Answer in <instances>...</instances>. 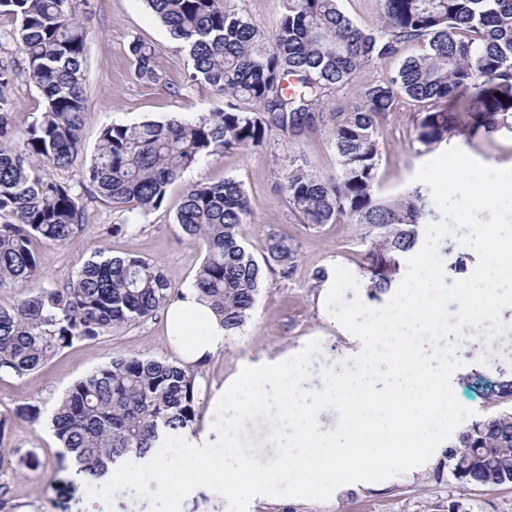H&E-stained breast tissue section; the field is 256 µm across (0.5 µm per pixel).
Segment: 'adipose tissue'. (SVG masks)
Here are the masks:
<instances>
[{"mask_svg": "<svg viewBox=\"0 0 512 512\" xmlns=\"http://www.w3.org/2000/svg\"><path fill=\"white\" fill-rule=\"evenodd\" d=\"M165 335L178 360L195 365L223 350L228 333L197 290L185 287L165 311Z\"/></svg>", "mask_w": 512, "mask_h": 512, "instance_id": "obj_1", "label": "adipose tissue"}]
</instances>
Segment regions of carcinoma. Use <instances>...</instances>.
I'll list each match as a JSON object with an SVG mask.
<instances>
[{
  "mask_svg": "<svg viewBox=\"0 0 512 512\" xmlns=\"http://www.w3.org/2000/svg\"><path fill=\"white\" fill-rule=\"evenodd\" d=\"M188 56L187 82L209 85L223 106L195 118L144 121L102 128L83 180L68 183L52 171L72 167L81 152L86 112V31L77 0H0V13L19 20L14 39L44 111L16 129L0 95V290L19 294L0 307V374L23 376L63 349L152 318L178 296L163 266L135 255L97 249L58 288H34L39 261L34 242L67 245L86 229L84 197L147 216L159 209L182 173L231 150L262 146L276 133L296 139L328 131L336 174L323 176L306 161L292 163L280 190L302 226L365 228V274L373 296L391 288L412 251L418 226L441 220L428 186L397 197L380 195V126L403 100L422 104L414 141L430 151L449 139L512 134V0H382L379 23L363 30L339 0H285L273 34L219 0H146ZM422 44L402 56L405 45ZM137 78L159 80L151 47L130 44ZM401 59L395 75L368 86L352 101L337 99L369 65ZM19 62L0 57V91L18 76ZM254 210L243 184L230 177L186 188L176 214L181 236L205 247L194 287L236 332L251 318L267 274L293 271L294 239L270 234L258 260L237 228ZM134 224H101L116 237ZM198 371L177 360L116 357L76 381L57 403L51 426L60 461L76 474L107 479L112 465L143 458L165 437L193 431L200 417ZM0 470L13 468L3 448ZM450 473L462 491L512 486V411L473 420L450 445Z\"/></svg>",
  "mask_w": 512,
  "mask_h": 512,
  "instance_id": "obj_1",
  "label": "carcinoma"
}]
</instances>
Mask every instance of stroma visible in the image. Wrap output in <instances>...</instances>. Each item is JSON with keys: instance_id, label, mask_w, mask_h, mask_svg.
Listing matches in <instances>:
<instances>
[{"instance_id": "35a3bbf8", "label": "stroma", "mask_w": 512, "mask_h": 512, "mask_svg": "<svg viewBox=\"0 0 512 512\" xmlns=\"http://www.w3.org/2000/svg\"><path fill=\"white\" fill-rule=\"evenodd\" d=\"M88 38L84 66L87 112L82 128L84 159L94 155L99 134L109 124L133 125L146 120L163 121L173 116H194L221 107L222 100L207 84L174 94L187 74V56L148 10L144 0H86L79 9ZM139 40L155 49L157 83L141 82L129 52ZM18 127L30 125L43 108V98L29 75H21L8 92ZM416 106L404 104L388 116L379 130L380 188L397 195L414 186L419 168L429 154L419 151L413 140ZM452 146L480 158L495 168L512 166V137L487 141L455 138ZM303 158L324 174L336 170V151L324 130L308 133L299 140L274 135L262 146L247 151H229L187 169L170 186L162 207L147 218L114 211L106 202L87 206L92 224H137L138 232L107 240L87 234L67 246L38 249L41 283L51 288L62 285L88 258L103 247L110 254H135L163 265L175 288L191 284L203 251L181 239L175 223L187 186L199 181L219 182L233 177L243 182L255 203L239 237L248 251L261 256L269 234L291 236L298 249V261L290 276L273 272L268 287L258 298L251 319L239 332L230 335L220 351L199 367V404L203 420H210V398L224 381L231 378L247 359L282 356L309 341H317L313 359L318 369L341 370L346 351L360 341L345 330L332 328L321 313L318 289L313 279L317 269L347 268L358 283H365L362 240L364 229L356 224H329L314 233L297 224L284 195L279 190L282 172L289 162ZM503 332L491 334L489 327L478 328L481 337L476 352H461V367L452 387L457 401L484 417L512 410V397L498 398L482 391V383H494L512 376V308L500 314ZM139 356L166 358L170 352L164 341L162 317L156 316L94 342H80L64 349L48 364L18 377L0 376V415L7 418L8 446L23 463L6 472L12 512H151L149 500H112L103 504L89 498L81 477L72 469L58 467V441L45 422L56 400L75 380L108 364L112 358ZM38 407L41 421L22 420L26 407ZM447 459H440L430 470L381 490L351 491L339 501L291 502L269 497L249 504L247 512H448V501L459 496Z\"/></svg>"}]
</instances>
